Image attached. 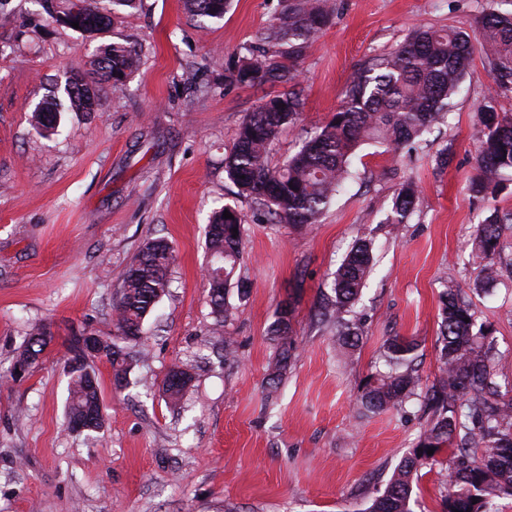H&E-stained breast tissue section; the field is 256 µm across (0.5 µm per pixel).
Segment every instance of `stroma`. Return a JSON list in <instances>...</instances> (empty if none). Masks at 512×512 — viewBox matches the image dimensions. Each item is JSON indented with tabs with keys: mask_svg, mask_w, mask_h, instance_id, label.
<instances>
[{
	"mask_svg": "<svg viewBox=\"0 0 512 512\" xmlns=\"http://www.w3.org/2000/svg\"><path fill=\"white\" fill-rule=\"evenodd\" d=\"M336 11L300 65L305 101L268 162L280 166L339 107L354 72L396 50L416 27L472 31L485 12L512 0H335ZM287 0H230L220 19L188 13L183 0H142L109 11L89 37L56 23L46 0H0V512H363L432 417L425 393L441 377V295L459 291L477 324L492 328L494 369L512 384V235L501 276L481 289L475 231L493 211H512V172L488 198L474 197L477 111L493 74L484 53L420 144L370 142L356 173L303 229L270 223L239 194L224 160L264 93L225 87L246 46ZM136 49L139 67L100 86L93 112H63L44 132L31 112L69 77L90 71L101 45ZM417 188L404 223L393 202ZM244 222L236 286L224 322L204 278L205 228L214 209ZM177 254L171 288L143 326V344L115 388L98 363L106 423L90 435L64 422L68 338L112 331L123 273L149 239ZM374 242L375 265L356 305L361 340L336 348V327L319 310L333 274L356 241ZM292 312L295 347L276 395L266 381L277 347L269 329ZM54 336L19 381L7 377L28 326ZM232 337L225 359L213 332ZM418 344L421 382L402 409L357 418L362 385L386 339ZM175 366L194 377L178 407L162 385ZM447 455L423 467L415 512H442Z\"/></svg>",
	"mask_w": 512,
	"mask_h": 512,
	"instance_id": "35a3bbf8",
	"label": "stroma"
}]
</instances>
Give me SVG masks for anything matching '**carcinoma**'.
<instances>
[{"mask_svg":"<svg viewBox=\"0 0 512 512\" xmlns=\"http://www.w3.org/2000/svg\"><path fill=\"white\" fill-rule=\"evenodd\" d=\"M74 16L79 31L93 33L107 25L108 17L99 0H83ZM196 16L220 18L227 0H185ZM335 11L328 0H290L288 8L258 34L257 43L248 50L241 64L228 71L227 85L262 87L298 83V63L308 42L323 29ZM482 49L492 48L487 58L489 71L499 87L512 84V14L484 13L476 31L419 28L394 52L377 57L359 69L347 86L341 104L331 120L306 138L300 149L280 166L268 164L270 147L281 128L302 112L300 92L293 90L267 100L243 122L230 155L225 159L228 178L239 191L255 202L277 223L315 224L331 204L339 189L352 176L351 158L363 144L374 141L394 149L406 145L439 118L445 100L468 74L474 42ZM140 63L130 46L112 43L99 49L93 61L95 71L105 81L117 85ZM72 112H92L98 106V93L87 82L65 88ZM62 112L59 98L50 94L32 110L38 127L52 128ZM477 117L482 139L476 159L479 176L472 186L477 195L492 194L502 175L512 171V115L498 112L495 106H480ZM416 194L407 183L394 202L395 223L407 217ZM233 218L214 213L206 227L207 266L213 313H224V298L242 256L244 227L239 214L228 208ZM238 232H233V229ZM512 229V212L495 210L477 226L476 245L485 264L481 284L496 280V260L502 251V237ZM176 261L173 246L162 238L142 244L123 274L115 303V334H102L108 362L114 377H126L132 360L131 349L142 340L127 341L128 330L143 324L170 288V271ZM373 264V242L361 239L344 258L334 274L331 315L341 345L353 347L359 342L357 322L343 321L342 314L353 311ZM471 309L455 290H446L442 299L440 325V361L442 377L439 389L429 402L434 419L423 432L415 448L400 460L393 478L382 494L374 497L365 512H414L413 484L418 472L437 463L436 454L448 455L447 494L444 512H495V499L512 497V403H500V384L491 362L493 338L487 328L474 330ZM290 312L278 310L271 334L281 338L290 332ZM47 335L43 324L27 333L15 364L44 353ZM417 344L392 336L386 340L382 359L385 371L371 374L364 382L360 406L371 413L398 409L410 398L419 378L411 365ZM291 350L278 354L277 370L268 385L277 386L288 367ZM185 380L176 388L165 386L169 403L176 406L191 386L192 376L181 368ZM104 408L98 369L87 364L72 372L66 420L79 418ZM434 454H427L428 450Z\"/></svg>","mask_w":512,"mask_h":512,"instance_id":"carcinoma-1","label":"carcinoma"}]
</instances>
